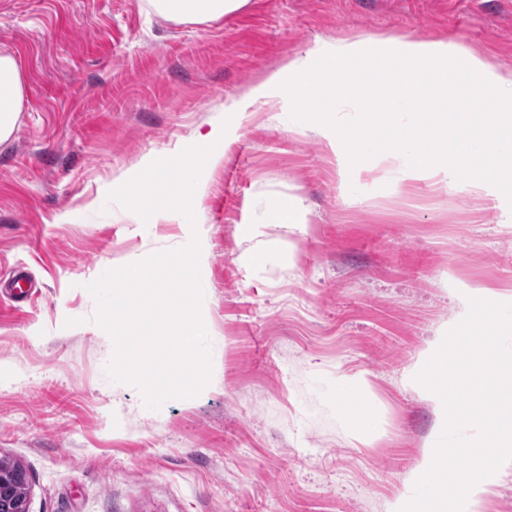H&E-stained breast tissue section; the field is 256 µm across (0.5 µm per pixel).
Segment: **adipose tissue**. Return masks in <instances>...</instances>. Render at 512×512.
<instances>
[{
    "label": "adipose tissue",
    "instance_id": "adipose-tissue-1",
    "mask_svg": "<svg viewBox=\"0 0 512 512\" xmlns=\"http://www.w3.org/2000/svg\"><path fill=\"white\" fill-rule=\"evenodd\" d=\"M248 3L152 0L157 12L196 22L224 18ZM376 48L394 56L395 65H378L359 77L362 63ZM444 83L467 89L455 111L438 109L437 87ZM340 90L345 93L341 99L336 96ZM24 95L18 60L0 54V143L13 135ZM282 99L295 111L314 115L312 131L339 154L392 136L396 128L406 126L405 178L430 182L438 190L447 189L449 175L473 153L475 144L512 143V73L498 71L478 55L463 54L461 46L445 40L358 36L323 42L270 72L230 109L270 111ZM374 99L385 102V111H368ZM352 105L365 112L363 122L355 127L347 125L342 113ZM464 125L475 128L474 143L455 135V128Z\"/></svg>",
    "mask_w": 512,
    "mask_h": 512
}]
</instances>
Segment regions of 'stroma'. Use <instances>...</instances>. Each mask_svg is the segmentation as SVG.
<instances>
[{"label": "stroma", "mask_w": 512, "mask_h": 512, "mask_svg": "<svg viewBox=\"0 0 512 512\" xmlns=\"http://www.w3.org/2000/svg\"><path fill=\"white\" fill-rule=\"evenodd\" d=\"M446 40L512 72V0H250L208 23L149 0H0V53L25 77L0 144V266L28 274L0 300V459L28 476V512H388L441 434L415 377L474 287L512 304V195L473 175L447 191L404 180L393 141L363 160L307 133L309 115L229 112L269 72L351 35ZM216 130L195 222L109 202L141 171ZM303 226L275 224L279 196ZM254 233L241 238L238 227ZM198 239L212 375L148 409L114 382L111 337L84 287ZM365 376L370 446L342 386ZM270 219L275 224H306L300 205L288 196H282L271 203Z\"/></svg>", "instance_id": "35a3bbf8"}]
</instances>
